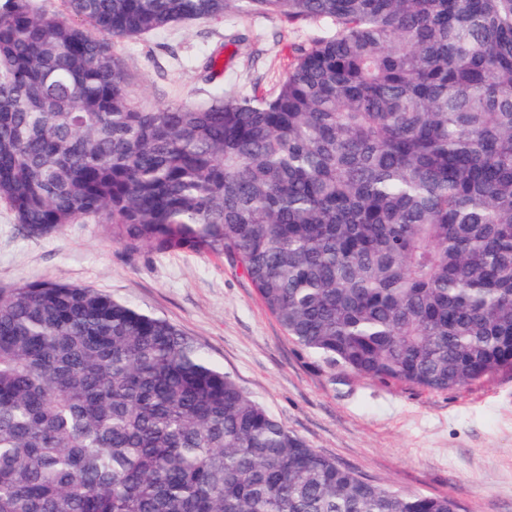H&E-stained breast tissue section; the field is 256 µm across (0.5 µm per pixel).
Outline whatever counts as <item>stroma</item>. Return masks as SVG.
<instances>
[{
    "mask_svg": "<svg viewBox=\"0 0 512 512\" xmlns=\"http://www.w3.org/2000/svg\"><path fill=\"white\" fill-rule=\"evenodd\" d=\"M325 24L280 16L205 19L116 42L128 89L147 108L199 104L214 87L265 95ZM220 55L221 76L204 67ZM40 280L89 286L163 317L289 430L364 479L453 498L460 512H512V369L463 388L431 390L334 367L293 341L227 258L128 253L105 225L21 233L0 201V288Z\"/></svg>",
    "mask_w": 512,
    "mask_h": 512,
    "instance_id": "1",
    "label": "stroma"
}]
</instances>
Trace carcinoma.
Wrapping results in <instances>:
<instances>
[{"label":"carcinoma","instance_id":"cac0c4a2","mask_svg":"<svg viewBox=\"0 0 512 512\" xmlns=\"http://www.w3.org/2000/svg\"><path fill=\"white\" fill-rule=\"evenodd\" d=\"M0 0V199L30 237L223 255L305 350L381 381L512 369V0ZM327 22L266 96L143 111L113 45ZM0 512H458L311 448L167 320L0 288Z\"/></svg>","mask_w":512,"mask_h":512}]
</instances>
